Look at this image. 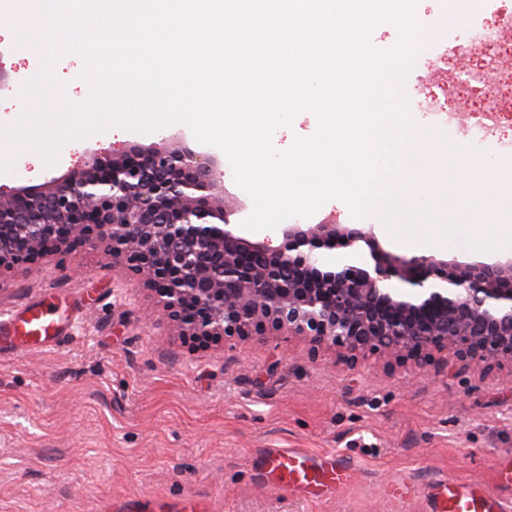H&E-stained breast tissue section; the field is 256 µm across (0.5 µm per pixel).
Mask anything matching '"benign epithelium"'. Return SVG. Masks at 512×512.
I'll use <instances>...</instances> for the list:
<instances>
[{"mask_svg":"<svg viewBox=\"0 0 512 512\" xmlns=\"http://www.w3.org/2000/svg\"><path fill=\"white\" fill-rule=\"evenodd\" d=\"M126 144L87 153L41 185L0 189V269L63 250L70 234L127 256L157 285L179 335L202 342L270 326L344 349L419 357L453 350L512 362V260L448 262L382 251L372 231L286 224L271 247L241 235L213 195L216 155ZM193 302L197 313L183 306Z\"/></svg>","mask_w":512,"mask_h":512,"instance_id":"7a95c632","label":"benign epithelium"}]
</instances>
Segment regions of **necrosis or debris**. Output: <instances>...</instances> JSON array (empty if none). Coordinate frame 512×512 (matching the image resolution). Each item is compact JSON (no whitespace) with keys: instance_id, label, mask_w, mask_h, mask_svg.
I'll return each mask as SVG.
<instances>
[{"instance_id":"4bbe7bcc","label":"necrosis or debris","mask_w":512,"mask_h":512,"mask_svg":"<svg viewBox=\"0 0 512 512\" xmlns=\"http://www.w3.org/2000/svg\"><path fill=\"white\" fill-rule=\"evenodd\" d=\"M479 11L473 24L448 34V46L427 57L425 66L445 73L448 87L431 91L426 76L406 79L404 92L430 129L447 130L476 146L495 141L502 154L512 155V137L500 136L503 113L512 112V69L499 65L512 56V0H476ZM476 120H458L461 108Z\"/></svg>"}]
</instances>
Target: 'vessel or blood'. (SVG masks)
Returning a JSON list of instances; mask_svg holds the SVG:
<instances>
[{"mask_svg":"<svg viewBox=\"0 0 512 512\" xmlns=\"http://www.w3.org/2000/svg\"><path fill=\"white\" fill-rule=\"evenodd\" d=\"M15 338L33 344L53 346L59 340L54 313L41 306L29 307L23 318L9 322ZM267 469L279 481L298 490H332L342 484L350 469L343 458L331 455L316 459L304 448H270ZM436 512H501L499 503L481 489L467 484L439 480L435 485ZM117 512H211L209 502L188 490L174 501L147 495H133L116 506Z\"/></svg>","mask_w":512,"mask_h":512,"instance_id":"vessel-or-blood-1","label":"vessel or blood"}]
</instances>
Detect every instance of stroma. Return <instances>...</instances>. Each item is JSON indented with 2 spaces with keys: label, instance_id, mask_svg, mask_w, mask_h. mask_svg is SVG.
I'll list each match as a JSON object with an SVG mask.
<instances>
[{
  "label": "stroma",
  "instance_id": "35a3bbf8",
  "mask_svg": "<svg viewBox=\"0 0 512 512\" xmlns=\"http://www.w3.org/2000/svg\"><path fill=\"white\" fill-rule=\"evenodd\" d=\"M30 46L0 37V117L16 121ZM97 133L66 143L57 163L16 157L0 187L63 176L86 151L176 134ZM223 195L246 221L254 199L219 146ZM54 308L61 341L0 342V512H108L131 494L200 490L215 512H428L438 477L512 506L497 464L512 454V366L487 368L451 351L425 366L376 352L283 336L203 343L176 332L153 284L126 259L78 242L0 270V321L27 305ZM268 448L334 452L353 465L336 492L262 480Z\"/></svg>",
  "mask_w": 512,
  "mask_h": 512
}]
</instances>
